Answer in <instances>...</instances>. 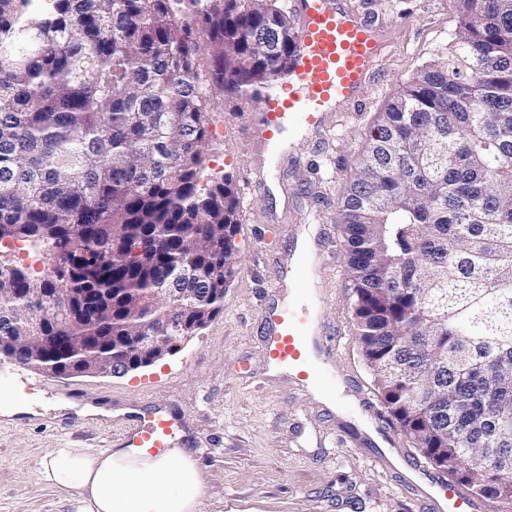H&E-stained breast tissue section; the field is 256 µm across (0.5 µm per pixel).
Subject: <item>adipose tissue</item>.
Here are the masks:
<instances>
[{
	"label": "adipose tissue",
	"instance_id": "1",
	"mask_svg": "<svg viewBox=\"0 0 512 512\" xmlns=\"http://www.w3.org/2000/svg\"><path fill=\"white\" fill-rule=\"evenodd\" d=\"M40 478L78 488V512H194L202 494L194 464L180 448L156 458L134 448L61 449L44 460Z\"/></svg>",
	"mask_w": 512,
	"mask_h": 512
}]
</instances>
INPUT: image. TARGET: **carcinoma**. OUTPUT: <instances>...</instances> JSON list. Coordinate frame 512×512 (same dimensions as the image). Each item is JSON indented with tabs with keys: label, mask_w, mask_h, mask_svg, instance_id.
<instances>
[{
	"label": "carcinoma",
	"mask_w": 512,
	"mask_h": 512,
	"mask_svg": "<svg viewBox=\"0 0 512 512\" xmlns=\"http://www.w3.org/2000/svg\"><path fill=\"white\" fill-rule=\"evenodd\" d=\"M0 0V265L10 356L62 376L135 358L160 315L224 310L238 261L230 179L200 184L214 94L288 70L279 0ZM450 52L399 86L340 200L360 353L399 431L512 505V0H461ZM207 55L213 67L200 68ZM178 267L192 276L157 292ZM210 285L204 309L179 295ZM69 304L62 330L32 304ZM7 243H2L0 247V264L28 267L35 272L42 271L47 267L46 251L41 249L37 252L18 251L17 249L6 247Z\"/></svg>",
	"instance_id": "cac0c4a2"
}]
</instances>
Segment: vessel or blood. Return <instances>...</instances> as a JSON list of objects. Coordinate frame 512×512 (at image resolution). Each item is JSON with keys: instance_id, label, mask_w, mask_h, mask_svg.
I'll return each mask as SVG.
<instances>
[{"instance_id": "obj_1", "label": "vessel or blood", "mask_w": 512, "mask_h": 512, "mask_svg": "<svg viewBox=\"0 0 512 512\" xmlns=\"http://www.w3.org/2000/svg\"><path fill=\"white\" fill-rule=\"evenodd\" d=\"M299 20V48L284 77L252 98L263 120L254 140L277 142L294 121L310 129L322 128L327 114L357 101L382 51V27L367 17L345 11L336 0H292ZM266 353L281 371L308 382L315 366L310 351L320 350L323 332L309 313L292 308L269 312ZM176 418L163 408L137 411L116 441L120 448H138L149 457L169 453L176 445ZM427 512H477L478 503L451 493L437 499L422 493Z\"/></svg>"}]
</instances>
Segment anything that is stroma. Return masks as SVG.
Here are the masks:
<instances>
[{
  "label": "stroma",
  "instance_id": "35a3bbf8",
  "mask_svg": "<svg viewBox=\"0 0 512 512\" xmlns=\"http://www.w3.org/2000/svg\"><path fill=\"white\" fill-rule=\"evenodd\" d=\"M386 28L381 55L355 105L332 114L325 130H294L282 149L260 154L251 131L260 111L238 95L216 98L208 114L210 148L203 178L231 179L238 199V272L224 292V310L190 341L150 366L121 376L51 377L0 362V512H76L80 491L41 482L44 458L59 448L113 447L116 414L158 405L172 412L177 437L198 471L197 512H425L407 480L448 485L452 476L427 463L388 413L372 420L354 402L357 391L381 397L364 364L349 312L351 290L342 254L338 203L379 112L417 69L457 37L458 0H349ZM315 256L308 290L278 287L300 246ZM313 305L329 336L321 368L332 380L335 407L308 386L270 375L264 347L268 312L276 305ZM112 396L113 418L78 417L50 425L64 411L53 386ZM393 441L392 467L377 462Z\"/></svg>",
  "mask_w": 512,
  "mask_h": 512
}]
</instances>
